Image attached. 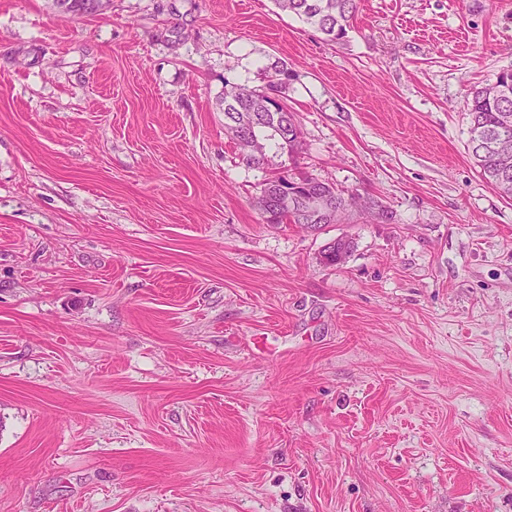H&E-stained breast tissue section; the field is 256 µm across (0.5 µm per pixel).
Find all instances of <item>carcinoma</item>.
Wrapping results in <instances>:
<instances>
[{"label": "carcinoma", "instance_id": "1", "mask_svg": "<svg viewBox=\"0 0 512 512\" xmlns=\"http://www.w3.org/2000/svg\"><path fill=\"white\" fill-rule=\"evenodd\" d=\"M90 0H52V6L64 14L91 15ZM275 6L316 28L325 40L343 39L357 12V0H274ZM224 127L231 138L254 142L256 154L243 156L249 166L267 161L266 149L273 146L293 156L301 145L300 129L288 108L271 107L265 91L232 86L222 98ZM470 119L469 150L479 174L487 185L512 198V153L502 156L494 147L499 140L512 143V70L498 74L496 81L474 89L465 101ZM282 176L263 183L258 196L262 213L273 214L275 224H306L320 229L335 224L346 209L347 201L331 185L313 178L310 191H298L288 200L281 197ZM351 249V242L338 238L327 243L322 260L329 265L341 263Z\"/></svg>", "mask_w": 512, "mask_h": 512}]
</instances>
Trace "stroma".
Instances as JSON below:
<instances>
[{"instance_id":"stroma-1","label":"stroma","mask_w":512,"mask_h":512,"mask_svg":"<svg viewBox=\"0 0 512 512\" xmlns=\"http://www.w3.org/2000/svg\"><path fill=\"white\" fill-rule=\"evenodd\" d=\"M290 74L243 162L225 84ZM512 0H0V512H512V199L467 150ZM370 200L311 231L262 184ZM345 237L338 265L323 246ZM274 4L316 28L330 42L346 36L357 12L356 0H274ZM267 93L240 86L224 89V127L236 144L238 138H247L254 142L257 154H242L243 161L250 166L259 167L265 164L267 147L286 150L291 157L301 145V132L294 113L286 106L282 109L272 108V101L281 107L284 103L277 97H272L271 100ZM228 118L232 120L227 121ZM286 130L288 141L283 135Z\"/></svg>"}]
</instances>
